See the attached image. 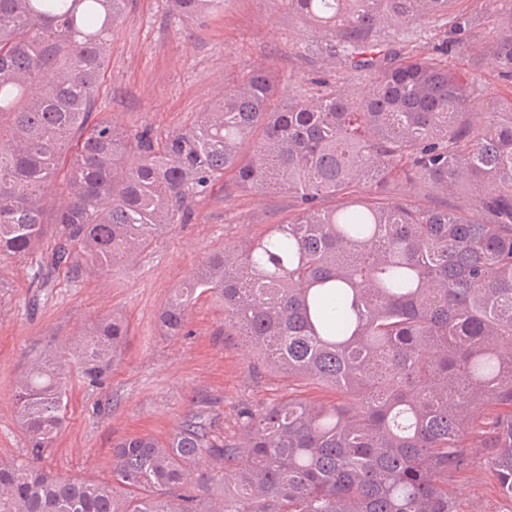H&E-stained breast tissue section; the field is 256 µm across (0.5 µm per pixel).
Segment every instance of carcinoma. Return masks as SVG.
<instances>
[{"label":"carcinoma","instance_id":"carcinoma-1","mask_svg":"<svg viewBox=\"0 0 512 512\" xmlns=\"http://www.w3.org/2000/svg\"><path fill=\"white\" fill-rule=\"evenodd\" d=\"M129 2L0 0V258L29 259L41 285L52 269L106 274L191 223L194 197L217 181L278 187L295 217L209 255L158 324L180 335L210 293L225 335L336 400L245 407L220 443L197 411L164 443L114 442L105 481L57 476L39 460L68 383L102 385L127 341L121 316H98L16 380L25 453L0 459V512H456L448 477L478 458L512 501V93L476 108L473 74L378 36L434 17L470 47L481 17L497 16L492 55L512 81V0L472 12L457 0H282L368 91L308 99L256 70L165 138L94 116ZM171 2L185 19L224 6ZM393 177L455 201L379 196Z\"/></svg>","mask_w":512,"mask_h":512}]
</instances>
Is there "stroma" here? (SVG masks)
I'll return each mask as SVG.
<instances>
[{"mask_svg":"<svg viewBox=\"0 0 512 512\" xmlns=\"http://www.w3.org/2000/svg\"><path fill=\"white\" fill-rule=\"evenodd\" d=\"M400 52L431 50L448 38L429 20L402 36L384 30ZM449 67L476 72L483 93L507 94L488 45L475 53L451 49ZM264 68L298 95L313 96L344 84L366 87L340 56L281 0H224L221 11L196 19L177 16L170 0H131L112 34L95 114L125 128H152L159 137L189 127L225 86ZM297 208L284 192H225L215 185L194 203V219L157 237L136 262L91 276L50 272L38 288L24 259H0V458L20 457L25 439L16 421L14 384L50 342L78 337L92 318L121 315L130 336L107 384L68 388L66 423L43 468L64 476L108 477L116 440L148 434L166 440L193 412L206 410L213 435L237 429L242 407L262 408L294 396L333 400L324 386L293 378L249 354L240 337L224 333V307L209 294L191 304L185 330L163 335L158 315L173 290L192 277L206 257L283 224ZM458 512H512L483 462L448 480Z\"/></svg>","mask_w":512,"mask_h":512,"instance_id":"obj_1","label":"stroma"}]
</instances>
